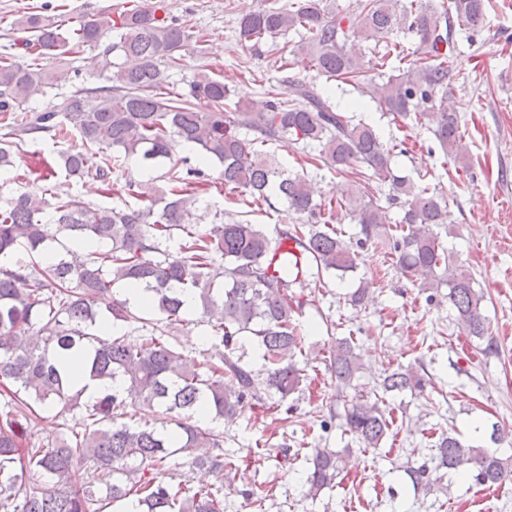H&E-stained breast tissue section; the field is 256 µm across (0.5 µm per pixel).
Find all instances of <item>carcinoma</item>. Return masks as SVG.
<instances>
[{
  "instance_id": "cac0c4a2",
  "label": "carcinoma",
  "mask_w": 512,
  "mask_h": 512,
  "mask_svg": "<svg viewBox=\"0 0 512 512\" xmlns=\"http://www.w3.org/2000/svg\"><path fill=\"white\" fill-rule=\"evenodd\" d=\"M358 9L344 13L323 0L274 3L242 17L238 37L257 49L298 32L297 50L318 75L360 89L395 120L412 113L427 119L443 153L456 168L470 170L447 49L455 31L473 34L480 28L485 0H359ZM160 11H166L164 0H130L118 14L79 20L66 30L63 22L36 13L20 20L32 34L21 44L27 54L43 60L89 51L107 84L77 88L49 107H34L32 102L69 81V73L21 62L13 46H1L0 170L15 167L17 137L51 133L66 140L74 134L80 145L62 155L66 175L96 178L109 188L112 172L130 159L149 166L192 145L201 160L223 166L224 185L257 204L276 197L301 223L287 225L276 241L257 224L221 217L187 230L183 224L196 197L176 171L166 189L127 181L129 197L153 195L146 206L93 207L72 196L0 193V395L6 398L0 407V512H105L130 499L139 512H224V476L237 469L235 456L224 452L223 432L196 424L197 413L229 419L247 408L279 407L302 391L309 361L303 328L294 319L301 303L289 288L307 287L314 268L319 276L326 272L345 280L357 269V249L370 242L387 241L396 264L420 277V287L447 286L448 304L466 334L486 332L484 292L474 288L469 271L435 231L449 201L394 174L393 149L314 82L285 80L261 102L239 99L232 112L224 106L229 87L204 69L193 74L188 94L174 92L169 71L180 66L186 48L202 51V34L168 15L159 17ZM402 26L417 38L419 57L379 83L368 72L383 70L393 55L380 42ZM115 29L121 30L117 41ZM356 35L375 41L366 62L347 50ZM198 100L209 110L199 111ZM243 128L252 138L239 136ZM279 142L318 149L319 158L340 174L363 165L388 186L383 201L368 188L345 197L343 207L360 225L355 247L324 219V204L314 198L306 176L273 165L261 150ZM394 205L403 210L395 222L388 214ZM176 230L184 232L178 248H162ZM282 239L297 244L301 263L282 255L280 274L273 275L270 257ZM69 241L98 247L74 263L67 257ZM123 285L150 293L154 317L131 311L116 294ZM187 292L199 299L197 310L210 326V358L203 361L170 342L171 330L190 313L183 300ZM106 322L122 328L135 323L139 335L132 341L126 332L109 335L102 331ZM243 338L260 351L261 366L245 361ZM73 356L83 358L91 379L122 378L126 386L84 399L66 366ZM324 362L336 379L337 397L344 398V431L366 448L380 447L393 424L385 395L421 393L427 385L416 370H394L377 388L361 390L351 336L336 340ZM56 402L82 411L84 432L38 437L37 408ZM138 405L159 408L161 425L124 422ZM198 448L211 452L193 463L214 472L217 481L195 490L165 481L166 460ZM435 451L436 467L469 471L478 484L512 477V456L497 449L443 433ZM341 458L331 448L313 449L306 496L314 499L335 486ZM79 465L86 477L77 484ZM405 472L413 487L431 488L426 466L408 464Z\"/></svg>"
}]
</instances>
